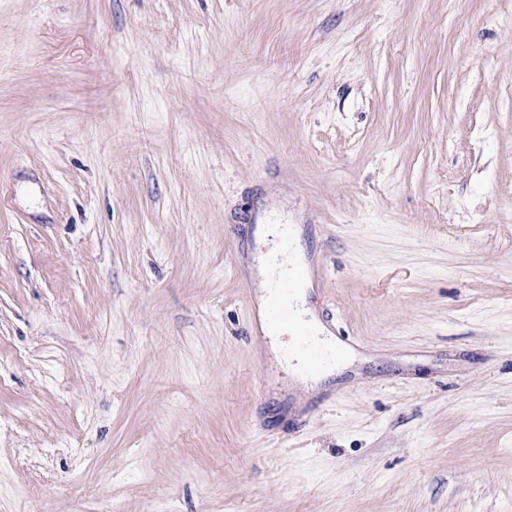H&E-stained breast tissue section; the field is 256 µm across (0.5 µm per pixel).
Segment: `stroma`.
Segmentation results:
<instances>
[{
	"label": "stroma",
	"instance_id": "obj_1",
	"mask_svg": "<svg viewBox=\"0 0 512 512\" xmlns=\"http://www.w3.org/2000/svg\"><path fill=\"white\" fill-rule=\"evenodd\" d=\"M0 512H512V0H0ZM279 254V250L274 246L259 256V272L262 278L261 285L265 293L268 291L266 287L271 284L273 279L281 276L284 272L282 264L277 260ZM322 278L323 271L319 267L293 266L288 263L284 275L273 281L269 286V292L267 294L265 309L266 325L290 326L293 323L294 311L290 302L291 298L298 325L301 328L308 329L313 334V336H310L302 332L300 334L301 338L297 339L299 332L298 325L278 328L272 327L270 330L269 337L272 340L273 346L277 348V350L282 349L285 361L300 378H305L300 368L301 359L288 358L284 353L288 356H301L304 358L302 370L303 374L306 376H312L318 373L321 367L336 355V349L334 348L317 347L309 342L307 336H310L311 340L318 345L332 346L331 337L324 336L323 327L313 318L309 308H307V291L301 288L293 293L294 288H296L300 281H314L321 280ZM285 335H290V339L287 342L282 339ZM295 340L296 343L294 345L285 348Z\"/></svg>",
	"mask_w": 512,
	"mask_h": 512
}]
</instances>
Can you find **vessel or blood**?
<instances>
[{
	"label": "vessel or blood",
	"instance_id": "1",
	"mask_svg": "<svg viewBox=\"0 0 512 512\" xmlns=\"http://www.w3.org/2000/svg\"><path fill=\"white\" fill-rule=\"evenodd\" d=\"M294 238L291 233H283L280 240L282 259L287 260L288 266L283 276L277 278L269 287L266 299L265 322L273 326L292 324L294 311L290 298L301 281H314L322 279L323 271L311 266H293L289 259L294 252ZM286 355L302 357V370L304 375L312 376L318 373L321 367L336 354L335 349L323 348L311 344L308 338H298L296 343L285 350Z\"/></svg>",
	"mask_w": 512,
	"mask_h": 512
}]
</instances>
